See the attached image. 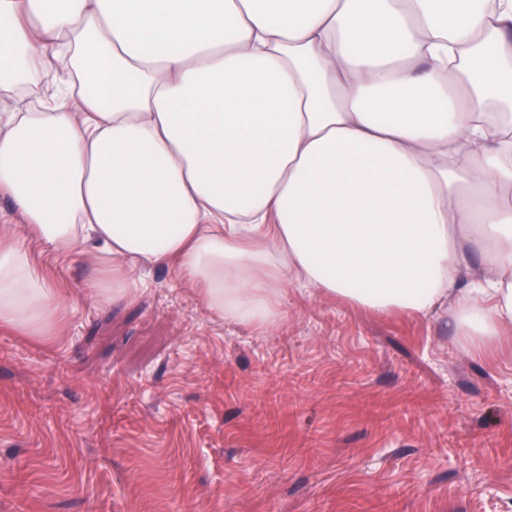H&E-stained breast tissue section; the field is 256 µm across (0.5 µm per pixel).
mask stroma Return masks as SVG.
Returning <instances> with one entry per match:
<instances>
[{"label": "stroma", "instance_id": "obj_1", "mask_svg": "<svg viewBox=\"0 0 512 512\" xmlns=\"http://www.w3.org/2000/svg\"><path fill=\"white\" fill-rule=\"evenodd\" d=\"M37 257L66 316L0 329V512H512V328L292 283L260 331L166 266L104 305L89 258Z\"/></svg>", "mask_w": 512, "mask_h": 512}]
</instances>
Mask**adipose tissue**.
Returning <instances> with one entry per match:
<instances>
[{
	"label": "adipose tissue",
	"mask_w": 512,
	"mask_h": 512,
	"mask_svg": "<svg viewBox=\"0 0 512 512\" xmlns=\"http://www.w3.org/2000/svg\"><path fill=\"white\" fill-rule=\"evenodd\" d=\"M0 326L56 334L31 246L94 298L163 263L214 314L286 285L512 326V0H0Z\"/></svg>",
	"instance_id": "obj_1"
}]
</instances>
